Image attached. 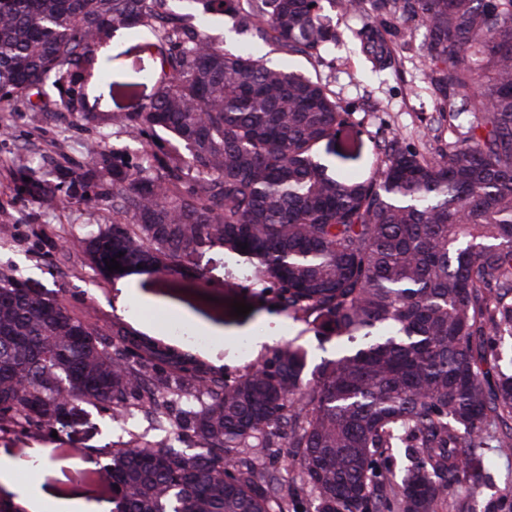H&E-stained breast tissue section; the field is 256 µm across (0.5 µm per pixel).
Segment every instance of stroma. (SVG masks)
<instances>
[{
	"label": "stroma",
	"mask_w": 512,
	"mask_h": 512,
	"mask_svg": "<svg viewBox=\"0 0 512 512\" xmlns=\"http://www.w3.org/2000/svg\"><path fill=\"white\" fill-rule=\"evenodd\" d=\"M335 21L340 40L320 62L279 53L270 59L319 76L354 111L360 124L349 134L359 138L363 147L360 158L346 161V168H368L381 157L377 142L392 136L410 141L424 137L430 153H437L474 121L471 110L459 120L458 130L441 120L428 90L420 25L393 19L397 30L409 34L408 39L394 43L400 68L395 73H375L354 36L363 18L339 12ZM137 42L130 33L113 38L108 48L114 56L112 73L85 90L87 102L98 113L92 123L69 121L65 106L69 95L50 81L36 104L23 97L0 104V129L10 133L9 138L0 139V268L25 288L56 297L104 333L120 325L143 336L166 339L170 336L167 320L178 319L203 336L195 354L216 373L242 374L272 348L290 341L306 348L313 362L333 357L335 341L322 340L311 324L288 318L276 307L274 294L252 286L222 247L200 249L182 274L108 278L92 263L90 236L109 225L110 200L95 198L90 188L73 195L64 185L58 192L62 204L46 209L21 192L17 171L34 169L48 179L55 163L79 168L88 160L87 145L101 140L114 150L139 157L140 144L107 120L110 114L148 103L157 91L155 83L142 81L141 76L157 70L158 62L150 53L137 50ZM237 301L251 304L247 316L233 315ZM257 336L263 337V344H254ZM133 435L171 445L178 442L172 432L151 429L140 417L119 423L95 403L83 401L68 408L54 431H0V453L22 463L40 461L37 477L51 496L108 503L112 495L98 482L103 459L95 451L122 447ZM485 455L487 486L473 497L465 486H458L438 512H453L458 506L467 507L468 512H512V451L489 448Z\"/></svg>",
	"instance_id": "1"
}]
</instances>
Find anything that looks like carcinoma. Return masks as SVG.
<instances>
[{"label": "carcinoma", "instance_id": "1", "mask_svg": "<svg viewBox=\"0 0 512 512\" xmlns=\"http://www.w3.org/2000/svg\"><path fill=\"white\" fill-rule=\"evenodd\" d=\"M193 2L195 23L170 0H0V102L52 75L70 93L110 67L112 31L148 30L156 95L112 114L140 140L139 161L97 143L82 173L55 169L58 185L112 201L92 260L172 274L219 245L289 317L336 338V356L312 366L290 343L218 376L119 326L108 341L1 269L0 429L43 431L92 401L144 411L199 449L99 450L119 512H298L305 492L315 512H438L461 482L483 485L481 449L512 448V0ZM327 5L372 19L355 36L381 68L396 65L389 18L424 27L440 115L478 108L464 138L430 156L394 136L370 175L338 170L331 156L351 154L331 146L352 112L263 53L319 60L338 37ZM213 14L259 45L212 42ZM18 180L34 203L60 202L35 173ZM185 386L204 399L176 406ZM283 446L289 479L275 473ZM391 448L410 462L399 483Z\"/></svg>", "mask_w": 512, "mask_h": 512}]
</instances>
